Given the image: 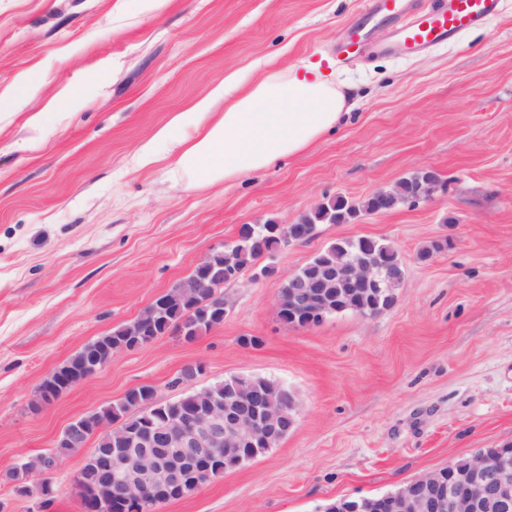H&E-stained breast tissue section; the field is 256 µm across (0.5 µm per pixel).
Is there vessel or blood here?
Listing matches in <instances>:
<instances>
[{"mask_svg":"<svg viewBox=\"0 0 512 512\" xmlns=\"http://www.w3.org/2000/svg\"><path fill=\"white\" fill-rule=\"evenodd\" d=\"M502 0H366L365 13L394 22L385 51L418 53L449 42L460 33L482 27L501 9ZM361 27H353L347 42L336 48L337 60L365 53Z\"/></svg>","mask_w":512,"mask_h":512,"instance_id":"b4317fda","label":"vessel or blood"}]
</instances>
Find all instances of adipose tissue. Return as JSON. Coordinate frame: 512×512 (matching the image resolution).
I'll list each match as a JSON object with an SVG mask.
<instances>
[{
    "label": "adipose tissue",
    "mask_w": 512,
    "mask_h": 512,
    "mask_svg": "<svg viewBox=\"0 0 512 512\" xmlns=\"http://www.w3.org/2000/svg\"><path fill=\"white\" fill-rule=\"evenodd\" d=\"M350 111L344 86L314 68L274 70L247 89L227 77L176 116L175 170L190 187L233 182L306 150Z\"/></svg>",
    "instance_id": "ef3b65f1"
}]
</instances>
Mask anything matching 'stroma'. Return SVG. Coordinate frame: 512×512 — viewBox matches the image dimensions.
<instances>
[{"label":"stroma","mask_w":512,"mask_h":512,"mask_svg":"<svg viewBox=\"0 0 512 512\" xmlns=\"http://www.w3.org/2000/svg\"><path fill=\"white\" fill-rule=\"evenodd\" d=\"M362 2L0 0V474L131 388L180 397L176 379L196 364L201 387L233 375L278 382L295 425L161 512H322L512 442V0L452 44L336 66ZM309 64L353 87L348 121L230 187L186 188L179 147L155 135L229 74ZM60 110L61 130L38 127ZM151 142L157 160L134 166ZM423 168L440 179L430 199L319 225L275 255L270 277L224 285L222 325L116 353L34 407L51 372L137 317L238 225L292 224L336 197L358 204ZM359 236L398 252L396 302L372 317L284 324L288 276ZM443 239L447 250L420 259ZM82 460L61 457L44 512H82Z\"/></svg>","instance_id":"35a3bbf8"}]
</instances>
